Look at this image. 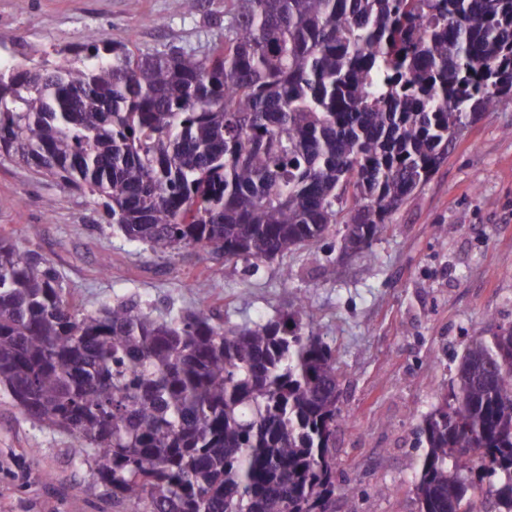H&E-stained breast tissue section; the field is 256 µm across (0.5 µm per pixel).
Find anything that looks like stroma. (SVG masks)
<instances>
[{
  "label": "stroma",
  "mask_w": 512,
  "mask_h": 512,
  "mask_svg": "<svg viewBox=\"0 0 512 512\" xmlns=\"http://www.w3.org/2000/svg\"><path fill=\"white\" fill-rule=\"evenodd\" d=\"M223 33L224 0H200L192 13L182 0H0L1 64L64 65L91 34L202 50ZM0 235L38 252L82 309L131 298L162 319L201 302L241 324L305 302L342 370L337 478L363 491L358 512H417V414L446 394L468 337L512 325V99L462 131L389 214L370 260L342 257L337 230L257 264L200 248L161 257L113 232L88 193L1 153ZM0 512H113L69 434L29 418L2 389Z\"/></svg>",
  "instance_id": "obj_1"
}]
</instances>
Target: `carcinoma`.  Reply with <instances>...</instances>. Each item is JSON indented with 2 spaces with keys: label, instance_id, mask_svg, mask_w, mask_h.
Instances as JSON below:
<instances>
[{
  "label": "carcinoma",
  "instance_id": "carcinoma-1",
  "mask_svg": "<svg viewBox=\"0 0 512 512\" xmlns=\"http://www.w3.org/2000/svg\"><path fill=\"white\" fill-rule=\"evenodd\" d=\"M0 68V152L101 200L165 255L265 261L385 217L512 99V0H227L224 41ZM78 309L0 237V388L74 438L124 512H330L336 351L302 304L252 325ZM418 512H512V326L468 338L419 421Z\"/></svg>",
  "mask_w": 512,
  "mask_h": 512
}]
</instances>
